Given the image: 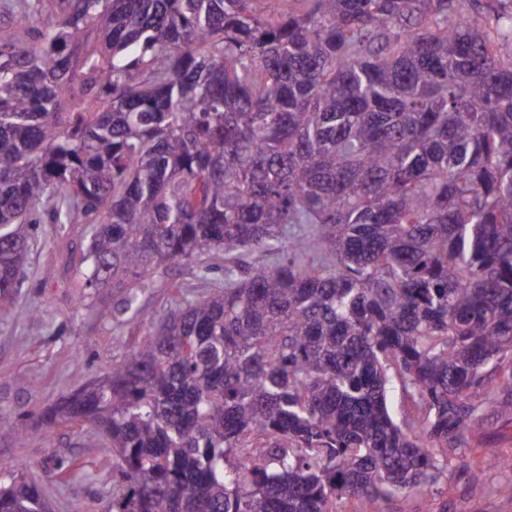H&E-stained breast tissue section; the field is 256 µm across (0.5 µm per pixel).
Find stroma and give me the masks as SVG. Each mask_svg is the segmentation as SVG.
<instances>
[{
	"label": "stroma",
	"instance_id": "obj_1",
	"mask_svg": "<svg viewBox=\"0 0 512 512\" xmlns=\"http://www.w3.org/2000/svg\"><path fill=\"white\" fill-rule=\"evenodd\" d=\"M29 233L24 287L12 301L14 315L0 317V414L24 417L32 433L20 448L9 433L0 431V472L18 471L35 480L52 512H103L111 493L109 469L104 465L112 457L111 449L88 425L61 423L50 435H43L38 417L92 378L105 375L137 339L112 318V307L121 296L118 289L104 288L84 299L74 280L63 273L66 246L79 239V226L45 221L33 225ZM223 282V254L175 263L154 273L140 303L149 315L158 317L182 298ZM34 306L42 310L36 326L21 315ZM54 447L68 449L82 467L69 482H59L56 476L50 453ZM490 449L512 457V420L486 414L462 453L478 462ZM511 480L512 472L488 468L483 489L472 490L452 459L446 478L434 491L413 490L378 501L344 497L337 500L336 512H512V496L503 491Z\"/></svg>",
	"mask_w": 512,
	"mask_h": 512
}]
</instances>
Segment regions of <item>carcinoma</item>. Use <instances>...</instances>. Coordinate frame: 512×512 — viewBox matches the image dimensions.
<instances>
[{"label":"carcinoma","instance_id":"1","mask_svg":"<svg viewBox=\"0 0 512 512\" xmlns=\"http://www.w3.org/2000/svg\"><path fill=\"white\" fill-rule=\"evenodd\" d=\"M0 25V316L47 217L146 328L40 415L112 448L105 512H334L434 486L486 405L512 420V0H0ZM217 252L224 286L146 315L156 270ZM0 512L49 508L0 474Z\"/></svg>","mask_w":512,"mask_h":512}]
</instances>
